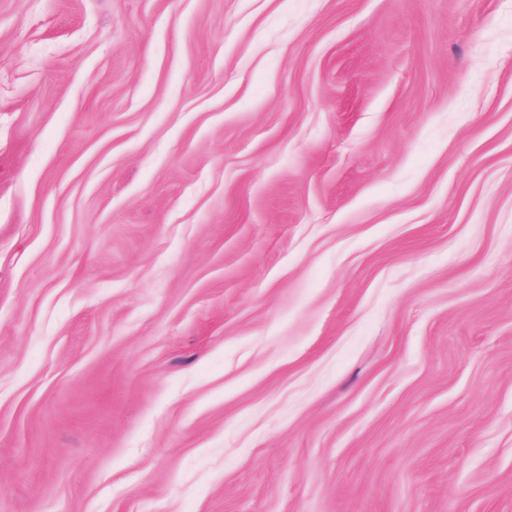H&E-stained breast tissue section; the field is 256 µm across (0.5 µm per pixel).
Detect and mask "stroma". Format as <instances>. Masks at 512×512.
Instances as JSON below:
<instances>
[{
  "mask_svg": "<svg viewBox=\"0 0 512 512\" xmlns=\"http://www.w3.org/2000/svg\"><path fill=\"white\" fill-rule=\"evenodd\" d=\"M0 512H512V0H0Z\"/></svg>",
  "mask_w": 512,
  "mask_h": 512,
  "instance_id": "stroma-1",
  "label": "stroma"
}]
</instances>
